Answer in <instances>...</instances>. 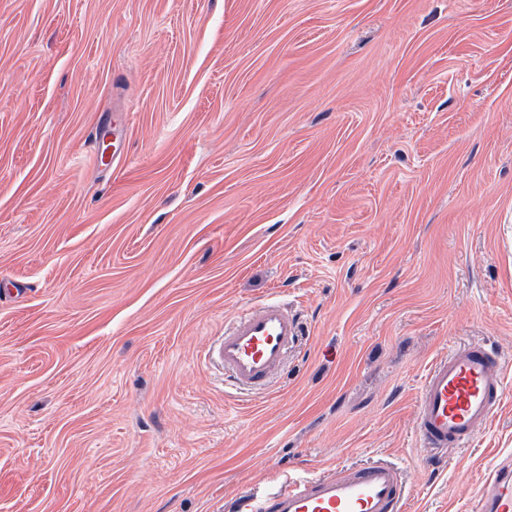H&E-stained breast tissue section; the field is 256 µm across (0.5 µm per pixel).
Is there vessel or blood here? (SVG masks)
Returning a JSON list of instances; mask_svg holds the SVG:
<instances>
[{
  "label": "vessel or blood",
  "instance_id": "1",
  "mask_svg": "<svg viewBox=\"0 0 512 512\" xmlns=\"http://www.w3.org/2000/svg\"><path fill=\"white\" fill-rule=\"evenodd\" d=\"M300 334L297 314L267 300L225 323L205 357L236 389L259 391L281 372ZM503 393L498 353L479 343L451 348L428 368L419 391L415 431L421 447L439 459L467 448L499 409ZM406 493L399 469L378 460L288 480L265 498L236 500L230 512H401ZM477 512H512V462L502 461L487 478Z\"/></svg>",
  "mask_w": 512,
  "mask_h": 512
}]
</instances>
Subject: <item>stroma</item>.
Masks as SVG:
<instances>
[{"instance_id":"obj_1","label":"stroma","mask_w":512,"mask_h":512,"mask_svg":"<svg viewBox=\"0 0 512 512\" xmlns=\"http://www.w3.org/2000/svg\"><path fill=\"white\" fill-rule=\"evenodd\" d=\"M271 298L303 334L237 393L204 350ZM470 342L502 406L433 466L419 388ZM510 456L512 0H0V512L377 459L402 512H474Z\"/></svg>"}]
</instances>
